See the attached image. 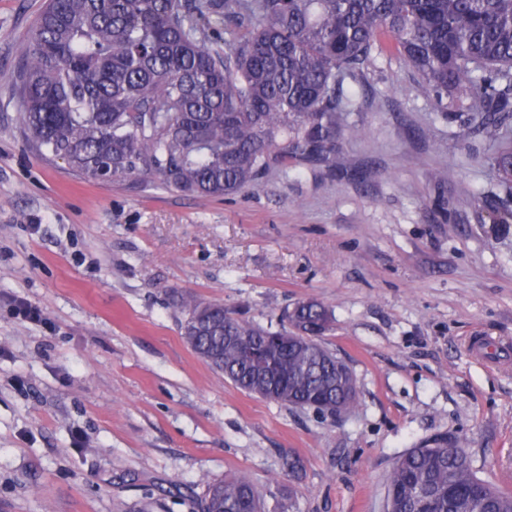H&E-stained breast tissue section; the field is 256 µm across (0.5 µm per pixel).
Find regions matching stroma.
Instances as JSON below:
<instances>
[{
  "label": "stroma",
  "instance_id": "35a3bbf8",
  "mask_svg": "<svg viewBox=\"0 0 512 512\" xmlns=\"http://www.w3.org/2000/svg\"><path fill=\"white\" fill-rule=\"evenodd\" d=\"M45 5L0 0V512H198L205 481L234 474L270 512H383L396 458L441 435L512 493V188L456 93L440 112L388 38L335 170L275 167L223 199L88 182L23 131L18 70ZM184 293L264 325L323 302L356 410L226 381L182 335Z\"/></svg>",
  "mask_w": 512,
  "mask_h": 512
}]
</instances>
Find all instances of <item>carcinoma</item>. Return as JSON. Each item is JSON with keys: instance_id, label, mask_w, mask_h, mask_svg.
<instances>
[{"instance_id": "carcinoma-1", "label": "carcinoma", "mask_w": 512, "mask_h": 512, "mask_svg": "<svg viewBox=\"0 0 512 512\" xmlns=\"http://www.w3.org/2000/svg\"><path fill=\"white\" fill-rule=\"evenodd\" d=\"M442 99L468 102L474 128L500 144L512 181V0H48L26 47L20 107L45 161L82 178L144 179L200 197L255 186L273 165L330 166L355 80L379 36ZM186 341L249 393L331 416L358 404L350 368L320 340L326 306L298 304L275 329L186 296ZM251 339L248 354L235 340ZM244 475L205 482L199 512H262ZM385 512H512V494L477 476L462 441L408 449L386 482Z\"/></svg>"}]
</instances>
